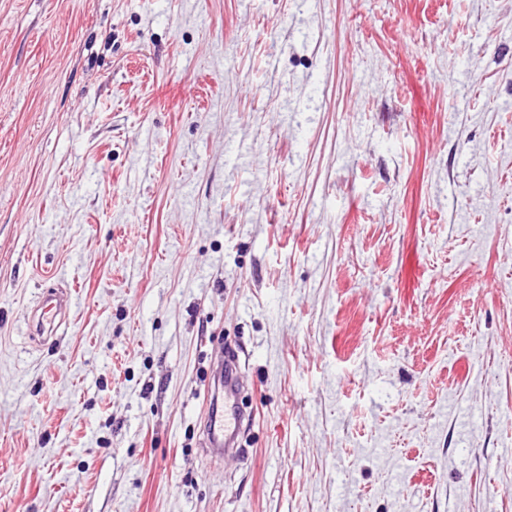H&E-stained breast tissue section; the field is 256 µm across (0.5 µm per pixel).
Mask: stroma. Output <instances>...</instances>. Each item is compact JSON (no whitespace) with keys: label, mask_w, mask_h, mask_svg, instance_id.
<instances>
[{"label":"stroma","mask_w":512,"mask_h":512,"mask_svg":"<svg viewBox=\"0 0 512 512\" xmlns=\"http://www.w3.org/2000/svg\"><path fill=\"white\" fill-rule=\"evenodd\" d=\"M0 512H512V0H0ZM218 352L223 357L224 377L221 376L209 387L210 406L209 425L205 445L218 458L239 453L237 438L242 428L244 416L238 411L237 401L243 389L240 358L228 359L223 355L222 347ZM224 386V413L218 411L219 398ZM217 400L215 401V399Z\"/></svg>","instance_id":"1"}]
</instances>
